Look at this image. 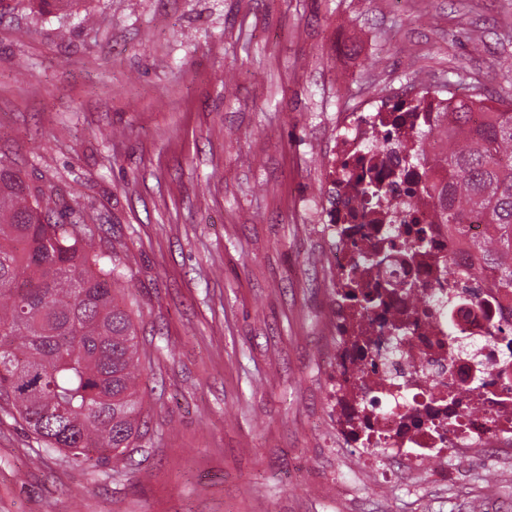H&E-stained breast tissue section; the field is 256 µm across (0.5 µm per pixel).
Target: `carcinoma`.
<instances>
[{"instance_id": "cac0c4a2", "label": "carcinoma", "mask_w": 512, "mask_h": 512, "mask_svg": "<svg viewBox=\"0 0 512 512\" xmlns=\"http://www.w3.org/2000/svg\"><path fill=\"white\" fill-rule=\"evenodd\" d=\"M79 0H0V21L18 9L50 13ZM471 97L449 113L448 152L416 160L448 169V183L422 191L437 200L454 236L486 225L458 273L485 267L512 293V99H496L484 124L470 123ZM90 217L30 186L0 158V411L46 450L77 464L125 460L143 436L137 329L121 301L122 274L86 238Z\"/></svg>"}]
</instances>
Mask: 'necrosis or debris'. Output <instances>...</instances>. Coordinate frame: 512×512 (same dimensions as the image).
<instances>
[{"mask_svg": "<svg viewBox=\"0 0 512 512\" xmlns=\"http://www.w3.org/2000/svg\"><path fill=\"white\" fill-rule=\"evenodd\" d=\"M453 106L445 95L400 110L369 97L339 116L323 165L316 217L333 245L336 285L331 404L337 438L369 468L386 457L414 470L512 446V298L495 288L492 271L476 290L459 277L466 244L437 223L421 193L448 173L415 159L421 130L431 153L443 150ZM369 183L384 199L360 195ZM420 238L426 250H413ZM377 292L376 304L362 302ZM397 321L406 336H393Z\"/></svg>", "mask_w": 512, "mask_h": 512, "instance_id": "4bbe7bcc", "label": "necrosis or debris"}]
</instances>
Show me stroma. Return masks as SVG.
I'll return each instance as SVG.
<instances>
[{
  "label": "stroma",
  "instance_id": "stroma-1",
  "mask_svg": "<svg viewBox=\"0 0 512 512\" xmlns=\"http://www.w3.org/2000/svg\"><path fill=\"white\" fill-rule=\"evenodd\" d=\"M512 0H79L0 21V157L93 213L146 434L75 464L0 412V512H512L484 449L384 480L326 416L331 246L309 209L364 96H512Z\"/></svg>",
  "mask_w": 512,
  "mask_h": 512
}]
</instances>
